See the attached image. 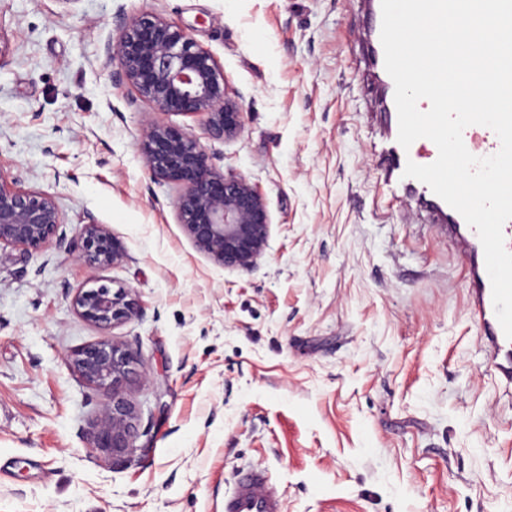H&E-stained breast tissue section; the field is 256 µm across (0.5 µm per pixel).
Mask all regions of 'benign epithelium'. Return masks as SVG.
<instances>
[{
	"label": "benign epithelium",
	"mask_w": 512,
	"mask_h": 512,
	"mask_svg": "<svg viewBox=\"0 0 512 512\" xmlns=\"http://www.w3.org/2000/svg\"><path fill=\"white\" fill-rule=\"evenodd\" d=\"M117 37L104 46L106 64L118 61L113 85H130L137 99L158 113L202 114L209 136L224 140L242 126L240 105L226 94L224 69L179 25L156 13L128 19L117 15ZM145 169L158 182L182 187L176 201L179 223L196 248L230 269L252 270L263 255L271 224L264 197L245 177L213 167L192 135L158 120L139 138ZM0 173V245L39 249L51 240L80 261L114 265L121 244L103 224L84 225L77 241L56 237L63 216L44 191L15 187ZM80 315L101 328L138 314L120 291L101 286L75 295ZM73 372L86 384L112 391L99 412L92 447L112 460L128 455L140 436L139 419L127 390L137 380L138 352L105 338L69 355Z\"/></svg>",
	"instance_id": "7a95c632"
}]
</instances>
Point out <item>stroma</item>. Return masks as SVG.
<instances>
[{"mask_svg":"<svg viewBox=\"0 0 512 512\" xmlns=\"http://www.w3.org/2000/svg\"><path fill=\"white\" fill-rule=\"evenodd\" d=\"M366 0H0V171L55 196L58 229L107 225L121 262L0 246V512H224L235 471L267 469L283 512H512V387L486 362L468 269L410 198L388 203V104L367 64ZM157 13L224 68L244 112L212 140L163 122L262 193L251 271L200 252L176 186L139 151L154 114L112 84L116 13ZM124 291L109 329L73 297ZM137 350L141 435L91 447L109 392L71 351Z\"/></svg>","mask_w":512,"mask_h":512,"instance_id":"stroma-1","label":"stroma"}]
</instances>
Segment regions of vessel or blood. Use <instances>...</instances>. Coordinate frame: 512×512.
<instances>
[{
	"label": "vessel or blood",
	"instance_id": "1",
	"mask_svg": "<svg viewBox=\"0 0 512 512\" xmlns=\"http://www.w3.org/2000/svg\"><path fill=\"white\" fill-rule=\"evenodd\" d=\"M381 25L382 11L376 5L371 14L373 63L385 86L390 88L394 82L384 66ZM463 141L467 150L477 157L493 155L500 148L494 131L481 125L468 126L463 132ZM386 155L389 162L385 173L386 183L393 190L417 196L447 224L449 235L456 241L469 266L467 287L470 315L482 342L488 348V363L511 381L512 340L506 338L495 314L484 250L475 228L470 227L462 215L438 197L427 184L404 174L407 162L419 165L433 163L438 156L436 145L429 139L420 138L406 149L393 138L388 143ZM224 512H280V495L271 484L265 468L245 466L236 471L232 489L224 497Z\"/></svg>",
	"mask_w": 512,
	"mask_h": 512
}]
</instances>
